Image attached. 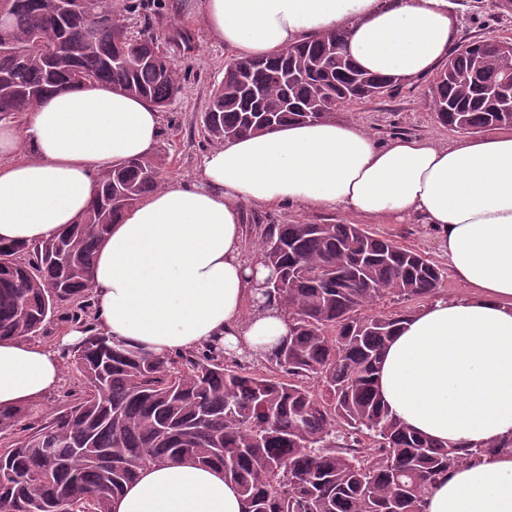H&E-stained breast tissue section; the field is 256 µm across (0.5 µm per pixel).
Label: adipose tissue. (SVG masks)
<instances>
[{
    "instance_id": "adipose-tissue-1",
    "label": "adipose tissue",
    "mask_w": 512,
    "mask_h": 512,
    "mask_svg": "<svg viewBox=\"0 0 512 512\" xmlns=\"http://www.w3.org/2000/svg\"><path fill=\"white\" fill-rule=\"evenodd\" d=\"M210 35L255 58L343 27L361 70L413 81L448 56V0H202ZM161 131L145 99L105 85L49 96L25 127L0 122V243L53 240L78 223L96 176L148 154ZM340 210L435 227L467 298L438 296L386 343L385 403L425 437L462 450L512 437V131L451 145L382 144L352 123H288L225 142L198 181L168 182L101 241L93 302L102 332L164 356L219 342L273 350L290 331L277 308L243 318L272 270L243 257V206ZM62 381L58 347L0 341V408L40 402ZM425 512H512V455L494 453L431 489ZM112 512H244L221 470L184 460L141 470Z\"/></svg>"
}]
</instances>
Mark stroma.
Here are the masks:
<instances>
[{"mask_svg":"<svg viewBox=\"0 0 512 512\" xmlns=\"http://www.w3.org/2000/svg\"><path fill=\"white\" fill-rule=\"evenodd\" d=\"M449 10L457 21L459 38H478L494 35L512 39V13L498 16L495 22H486L493 13L492 0H448ZM115 13L121 14L126 25L134 29L150 27L154 37L166 41L172 27L190 29L195 34L196 47L172 56L183 77V89L176 100L161 113L162 134L156 149L168 156L166 180L192 181L198 178L203 158L212 151L200 123L211 91L224 76V67L235 57L223 43L210 38L198 8V0H112ZM433 80L425 75L406 83L403 91L394 97H384L364 103L341 107L335 118L340 122L355 123L385 143L394 138H433L440 142L462 138V131L440 125L429 107L428 91ZM356 216L341 211L304 209L295 205L275 204L248 206L244 209L243 255L253 259L257 254L255 242L264 224H353ZM365 230L393 240L397 244L419 251L445 275L440 293L451 297L466 296L463 288L447 271L448 261L436 231L420 219L404 221L368 222Z\"/></svg>","mask_w":512,"mask_h":512,"instance_id":"obj_1","label":"stroma"}]
</instances>
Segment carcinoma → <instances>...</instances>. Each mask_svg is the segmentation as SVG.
Segmentation results:
<instances>
[{
    "instance_id": "carcinoma-1",
    "label": "carcinoma",
    "mask_w": 512,
    "mask_h": 512,
    "mask_svg": "<svg viewBox=\"0 0 512 512\" xmlns=\"http://www.w3.org/2000/svg\"><path fill=\"white\" fill-rule=\"evenodd\" d=\"M0 0V121L33 111L65 87L107 84L168 107L181 93L168 50L146 29L123 31L112 0ZM346 32L303 40L224 68L200 120L222 144L289 122H319L338 107L392 96L403 83L357 69ZM457 44L436 73L430 108L470 133L512 127V109L487 89L512 76V49L495 36ZM166 156L119 160L97 176L84 219L32 247L0 244V339L37 334L55 316L85 327L75 355L80 386L43 423L0 448L7 512H112L138 470L192 459L224 471L246 512H424L448 473L484 454H512V437L460 453L417 435L376 388L381 353L404 308L442 278L423 254L357 224H265L255 242L274 270L250 308L288 315V341L265 354L218 343L153 355L91 322L92 267L111 225L162 187ZM30 407L0 410V433Z\"/></svg>"
}]
</instances>
